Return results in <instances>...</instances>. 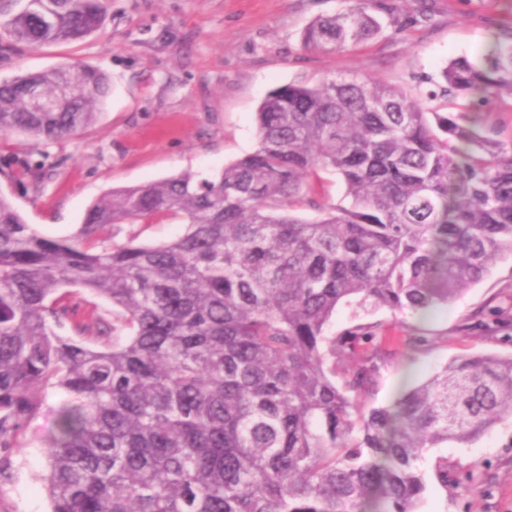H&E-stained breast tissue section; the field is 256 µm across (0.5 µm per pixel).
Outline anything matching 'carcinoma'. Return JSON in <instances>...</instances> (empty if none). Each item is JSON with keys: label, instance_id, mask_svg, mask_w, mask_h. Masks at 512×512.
<instances>
[{"label": "carcinoma", "instance_id": "obj_1", "mask_svg": "<svg viewBox=\"0 0 512 512\" xmlns=\"http://www.w3.org/2000/svg\"><path fill=\"white\" fill-rule=\"evenodd\" d=\"M381 10L343 0L302 46L367 41ZM106 12L107 0H28L0 22V57L83 40ZM433 85L428 99L463 96L467 114L368 78L280 86L258 108L252 153L207 177L114 189L69 238L40 234L0 194V471L39 395L62 389L45 444L52 512H417L428 449L512 420V357L451 360L372 407L390 337L328 325L344 304H447L512 255V144L488 121L512 101V25ZM32 89L55 107L31 110ZM109 93V75L79 61L1 81L0 134L76 137ZM320 170L342 178L350 206L319 202ZM22 176L40 191L41 165ZM156 218L185 231L114 241L112 227Z\"/></svg>", "mask_w": 512, "mask_h": 512}]
</instances>
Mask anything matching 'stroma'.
Listing matches in <instances>:
<instances>
[{
    "mask_svg": "<svg viewBox=\"0 0 512 512\" xmlns=\"http://www.w3.org/2000/svg\"><path fill=\"white\" fill-rule=\"evenodd\" d=\"M397 24L340 52L304 51V27L336 13L341 0H110L106 25L77 44L48 45L0 59V81L72 60L111 79L105 108L75 138L43 144L20 133L0 135V192L28 224L50 238L73 236L88 207L113 188L184 172L209 174L251 153L256 112L274 88L333 74H365L423 99L452 59H476L512 0H385ZM47 153L41 191L8 171ZM380 322L405 328L428 346H392L370 398L390 404L449 360L477 352L512 356V260L501 259L477 284L426 313L396 314L339 306L328 332ZM67 395L51 390L28 428L30 443L0 474V512H50L43 477L44 440ZM448 464L440 482L438 463ZM427 490L418 512H512V424L472 445L430 449L422 463Z\"/></svg>",
    "mask_w": 512,
    "mask_h": 512,
    "instance_id": "stroma-1",
    "label": "stroma"
}]
</instances>
